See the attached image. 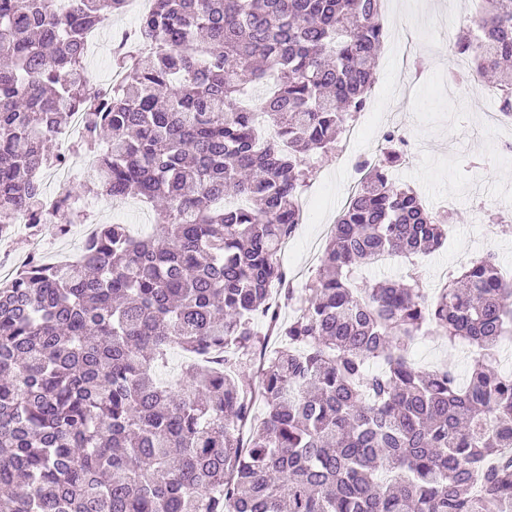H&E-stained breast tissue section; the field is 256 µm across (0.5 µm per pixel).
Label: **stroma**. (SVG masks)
<instances>
[{"mask_svg": "<svg viewBox=\"0 0 512 512\" xmlns=\"http://www.w3.org/2000/svg\"><path fill=\"white\" fill-rule=\"evenodd\" d=\"M388 22L402 33V43L384 42L375 63V82L370 91L371 106L362 118L360 138L351 152L378 155L383 143L375 139V125L395 117V127L408 141L421 148L409 162L395 167L392 175L403 186L413 188L431 211H438L442 197L456 199L450 211L444 245L423 256L425 286L436 292L449 271L471 259L494 254L501 269H512V221L493 225L489 214L512 212V161L502 152L512 143V121L489 129L480 116L496 110L493 80H486L483 93L451 97L448 89V46L459 33L473 26L476 13L458 11L449 0H387ZM136 26L132 13L115 17L103 30L99 53L85 59L84 66L94 84L109 83L112 50L122 34ZM317 173L305 187L303 220L288 242L284 264L297 284L307 282L317 270L320 257L337 217L360 176L346 166L339 152L319 154L312 160ZM102 223L131 225L150 233L159 215L151 205L136 199L120 201L112 212L100 215ZM82 225H73L60 235L55 225L42 224L34 233L0 241L14 263H22L33 240L46 244L45 260L59 250H79ZM423 369L449 363L458 374H466L469 358L464 349H448L442 341L426 338L412 352Z\"/></svg>", "mask_w": 512, "mask_h": 512, "instance_id": "obj_1", "label": "stroma"}]
</instances>
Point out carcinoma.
<instances>
[{"label":"carcinoma","mask_w":512,"mask_h":512,"mask_svg":"<svg viewBox=\"0 0 512 512\" xmlns=\"http://www.w3.org/2000/svg\"><path fill=\"white\" fill-rule=\"evenodd\" d=\"M126 2L0 0V236L21 210L79 223L37 178L73 115L87 146L111 134L87 192L165 201L149 235L101 224L76 262L31 257L0 285V512H512V285L494 256L431 297L415 266L408 287L354 279L447 236L391 178L400 134L361 163L304 287L279 260L312 156L368 101L381 0H155L114 58L124 81L93 95L86 35ZM486 3L448 48L479 80L512 61V0ZM261 317L279 348L255 387ZM428 334L470 351L465 379L409 359Z\"/></svg>","instance_id":"cac0c4a2"}]
</instances>
